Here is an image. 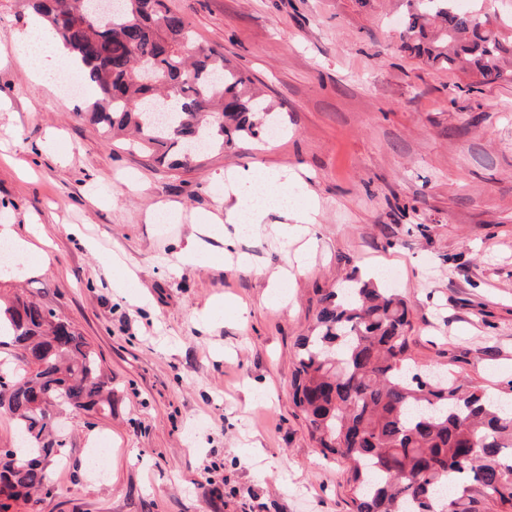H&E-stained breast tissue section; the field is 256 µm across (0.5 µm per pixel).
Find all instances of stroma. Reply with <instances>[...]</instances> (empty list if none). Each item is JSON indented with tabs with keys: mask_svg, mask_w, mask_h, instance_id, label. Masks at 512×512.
Listing matches in <instances>:
<instances>
[{
	"mask_svg": "<svg viewBox=\"0 0 512 512\" xmlns=\"http://www.w3.org/2000/svg\"><path fill=\"white\" fill-rule=\"evenodd\" d=\"M167 3L275 104L279 138L181 168L106 142L85 97L33 78L13 48L30 12L0 0V227L28 244L0 292L22 285L71 322L114 396L111 414L67 415L49 483L9 512H352L344 464L290 399L294 342L322 294L373 270L409 306L413 359L490 392L512 380V82L475 89L401 49L403 0ZM250 164L319 200L309 246L273 212L179 264L226 171Z\"/></svg>",
	"mask_w": 512,
	"mask_h": 512,
	"instance_id": "stroma-1",
	"label": "stroma"
}]
</instances>
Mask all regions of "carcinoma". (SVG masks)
Here are the masks:
<instances>
[{"label": "carcinoma", "instance_id": "carcinoma-1", "mask_svg": "<svg viewBox=\"0 0 512 512\" xmlns=\"http://www.w3.org/2000/svg\"><path fill=\"white\" fill-rule=\"evenodd\" d=\"M73 53L95 98L83 113L108 140L130 132L161 162L187 149L224 150L269 131L270 106L224 53L192 47L193 31L166 0H122L93 15L94 0H25ZM402 48L438 68H460L481 85L512 80V24L456 7L406 0ZM173 95L169 126L149 112ZM322 295L315 324L297 341L293 404L324 455L346 464L353 512H473L475 495L512 509V407L452 373L434 379L410 364L404 298L362 279ZM0 346L12 367L0 381V412L19 446L0 458V512L49 479L57 452L51 418L112 413V388L89 342L34 294L0 302Z\"/></svg>", "mask_w": 512, "mask_h": 512}]
</instances>
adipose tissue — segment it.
<instances>
[{
    "label": "adipose tissue",
    "mask_w": 512,
    "mask_h": 512,
    "mask_svg": "<svg viewBox=\"0 0 512 512\" xmlns=\"http://www.w3.org/2000/svg\"><path fill=\"white\" fill-rule=\"evenodd\" d=\"M18 44L27 46L39 43L40 51L31 53L34 73L37 78L46 80L63 66L70 65L72 56L69 50L45 28L39 18H32L26 31L17 36ZM232 183L234 198L224 209V221L213 226L215 234L242 235L244 231L264 223L269 211H278L282 217L280 233L289 238L302 232L304 225L314 223L317 206L308 203L297 209L288 204V177L277 170L259 171L250 167H237L227 172Z\"/></svg>",
    "instance_id": "obj_1"
}]
</instances>
